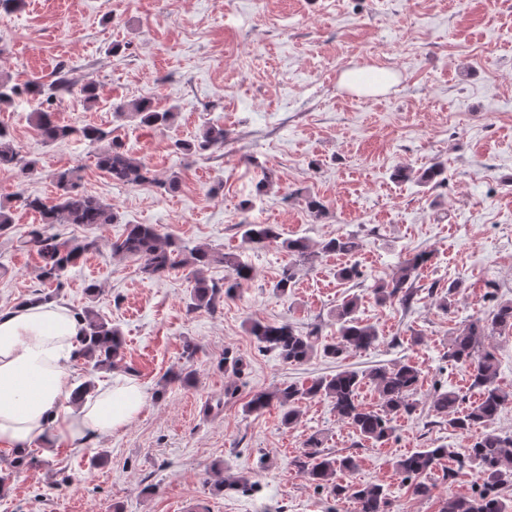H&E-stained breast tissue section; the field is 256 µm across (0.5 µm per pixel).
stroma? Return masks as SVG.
I'll return each mask as SVG.
<instances>
[{"mask_svg": "<svg viewBox=\"0 0 512 512\" xmlns=\"http://www.w3.org/2000/svg\"><path fill=\"white\" fill-rule=\"evenodd\" d=\"M367 66L394 74V84L371 98L339 87L343 70ZM62 70L77 84L95 82L98 101L61 95L58 121L110 130L155 180L112 182L84 141L44 144L27 99L0 107V126L24 159L38 162L24 182L0 169V203L14 218L11 234L0 236V309L41 286L38 255L16 243L40 218L17 207L16 194L53 199L57 174L76 171L81 190L112 206L118 221L54 225L102 244L69 270L60 300L78 310L94 305L121 330L117 373H132L147 401L131 425L84 447L34 448L37 465L13 472L0 512H175L187 500L206 512H355L351 500L316 488L294 466L314 433L324 452L355 457L344 482L384 486L387 512H440L448 497L481 486L477 467L458 465L474 433L437 417L430 398L441 388L467 404L476 399L466 367L446 358L452 333L488 318L495 302L512 301V0H25L20 11L0 12V76L46 85ZM141 97L172 110V124L149 128L112 110ZM212 124L224 128L223 149L174 151L175 140H195ZM435 162L444 164L446 184H421L418 173ZM402 167L412 178H396ZM173 174L180 188L169 195L159 182ZM310 194L324 201L325 216L307 210ZM248 223L275 224L283 237L314 245L352 236L361 247L299 265L281 296L272 285L291 257L276 244L248 248ZM130 224L243 254L255 277L215 309L188 311L190 268L148 280L138 261L112 255V241ZM420 252L431 259L410 301L378 303L374 281ZM351 264L361 277L338 280L337 270ZM454 279L463 286L446 312L439 298ZM91 282L100 288L93 300ZM350 297L378 331L367 350L291 364L249 332L255 320L287 322L331 343L336 307ZM188 339L199 347L193 384H165ZM235 357L245 364L238 376L223 368ZM401 363L421 372L416 409L382 444L361 440L325 397L299 402L289 427L279 405L244 411L258 391ZM230 385L237 392L228 398ZM422 448L445 451L426 478L427 497L394 469ZM98 452L105 460L95 466ZM225 479L250 489H223Z\"/></svg>", "mask_w": 512, "mask_h": 512, "instance_id": "obj_1", "label": "stroma"}]
</instances>
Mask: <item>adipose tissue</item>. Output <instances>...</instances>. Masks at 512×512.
I'll use <instances>...</instances> for the list:
<instances>
[{
  "label": "adipose tissue",
  "mask_w": 512,
  "mask_h": 512,
  "mask_svg": "<svg viewBox=\"0 0 512 512\" xmlns=\"http://www.w3.org/2000/svg\"><path fill=\"white\" fill-rule=\"evenodd\" d=\"M81 323L62 304L0 311V444L80 447L129 426L146 403L133 379L116 377L75 399L70 365Z\"/></svg>",
  "instance_id": "ef3b65f1"
}]
</instances>
